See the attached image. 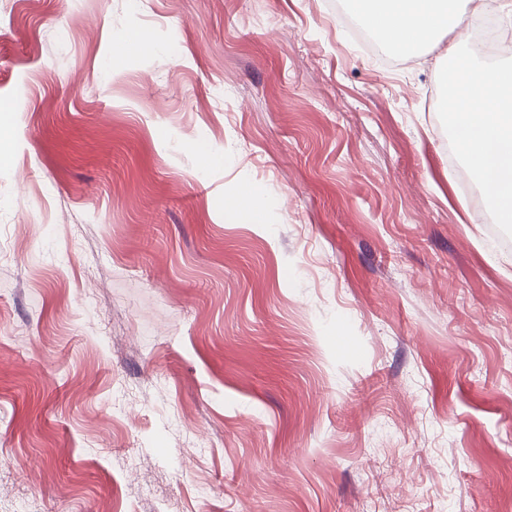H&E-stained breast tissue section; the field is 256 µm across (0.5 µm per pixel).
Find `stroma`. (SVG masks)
Instances as JSON below:
<instances>
[{
	"label": "stroma",
	"mask_w": 512,
	"mask_h": 512,
	"mask_svg": "<svg viewBox=\"0 0 512 512\" xmlns=\"http://www.w3.org/2000/svg\"><path fill=\"white\" fill-rule=\"evenodd\" d=\"M455 43L0 0V512H512V248L461 183Z\"/></svg>",
	"instance_id": "obj_1"
}]
</instances>
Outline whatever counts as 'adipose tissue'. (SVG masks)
Here are the masks:
<instances>
[{
  "label": "adipose tissue",
  "instance_id": "obj_1",
  "mask_svg": "<svg viewBox=\"0 0 512 512\" xmlns=\"http://www.w3.org/2000/svg\"><path fill=\"white\" fill-rule=\"evenodd\" d=\"M456 0H345L384 49L405 60L420 57L443 34L460 27ZM456 149L493 204L496 220L512 224V65H471L462 58L449 99Z\"/></svg>",
  "mask_w": 512,
  "mask_h": 512
}]
</instances>
